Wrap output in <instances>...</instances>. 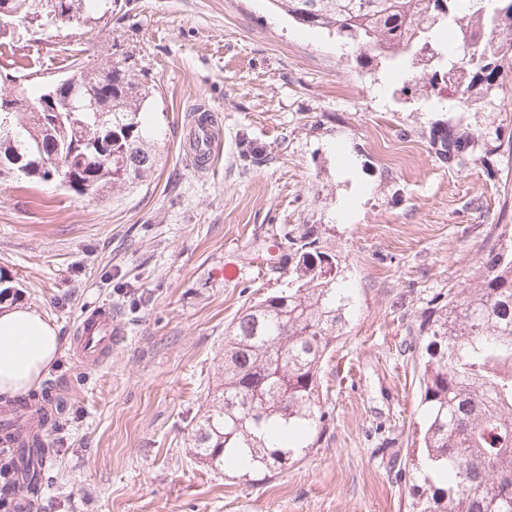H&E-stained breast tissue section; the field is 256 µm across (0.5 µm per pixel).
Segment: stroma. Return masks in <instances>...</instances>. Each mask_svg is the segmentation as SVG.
<instances>
[{
	"label": "stroma",
	"mask_w": 512,
	"mask_h": 512,
	"mask_svg": "<svg viewBox=\"0 0 512 512\" xmlns=\"http://www.w3.org/2000/svg\"><path fill=\"white\" fill-rule=\"evenodd\" d=\"M65 43L153 88L162 160L102 196L0 181V272L63 340L45 380L67 423L28 418L52 449L37 512H411L419 365L403 346L424 299L477 276L489 226L512 224V65L477 105L436 108L412 83L421 62L398 78L270 0H112L101 19L0 49V92L60 78ZM200 107L223 128L203 172L185 148ZM437 122L477 136L466 170L436 159ZM243 133L260 163L240 159ZM283 224L325 229L354 299L321 372L329 422L283 472H213L192 456L191 419L230 323L273 287L248 244ZM103 304L117 336L88 366L73 331Z\"/></svg>",
	"instance_id": "stroma-1"
}]
</instances>
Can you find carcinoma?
I'll list each match as a JSON object with an SVG mask.
<instances>
[{"label": "carcinoma", "mask_w": 512, "mask_h": 512, "mask_svg": "<svg viewBox=\"0 0 512 512\" xmlns=\"http://www.w3.org/2000/svg\"><path fill=\"white\" fill-rule=\"evenodd\" d=\"M104 0H60L85 20ZM294 21L358 41L361 49L400 67L408 55L434 61L429 84L448 79V99L471 102L488 91L512 52V8L496 13L487 0H272ZM498 36L492 43L487 35ZM78 66L82 95L112 111L13 114L0 137L28 164L53 154L54 175L28 177L66 183L81 195L106 187L133 188L153 174L160 154L143 121L150 88L120 66H89L83 50L64 47ZM429 144L449 168H466L475 137L448 128L429 131ZM106 150L112 159L101 153ZM314 224H283L263 241L260 257L285 287L256 300L234 319L224 338V364L209 409L192 429L194 457L208 468H234L246 448L265 470L288 467L293 449L321 437L320 373L347 334L349 298L338 283L341 260ZM408 335L424 341L419 378L425 406L422 459L411 476L412 512H512V229L493 228L483 269L448 289L417 314ZM25 489L37 495L41 474L22 468Z\"/></svg>", "instance_id": "obj_1"}]
</instances>
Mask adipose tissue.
<instances>
[{
  "mask_svg": "<svg viewBox=\"0 0 512 512\" xmlns=\"http://www.w3.org/2000/svg\"><path fill=\"white\" fill-rule=\"evenodd\" d=\"M61 354L56 326L27 306L0 305V399L35 392Z\"/></svg>",
  "mask_w": 512,
  "mask_h": 512,
  "instance_id": "obj_1",
  "label": "adipose tissue"
}]
</instances>
